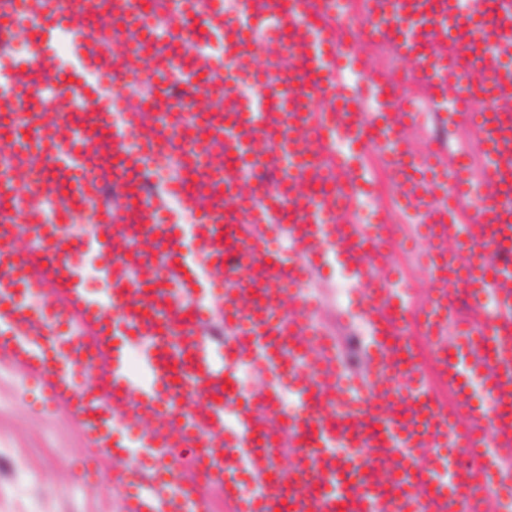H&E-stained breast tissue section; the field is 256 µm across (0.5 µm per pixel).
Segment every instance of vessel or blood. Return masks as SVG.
Listing matches in <instances>:
<instances>
[{
	"label": "vessel or blood",
	"mask_w": 512,
	"mask_h": 512,
	"mask_svg": "<svg viewBox=\"0 0 512 512\" xmlns=\"http://www.w3.org/2000/svg\"><path fill=\"white\" fill-rule=\"evenodd\" d=\"M98 2L0 0V24L67 27L107 80L128 59L88 37L83 16ZM173 2L179 25L143 46L155 60L151 131L135 114L112 127L93 114L76 135L40 107L31 74L58 73L57 100L87 96L42 39L0 85V112L18 119L0 200L17 190L18 160L38 157L61 211L91 220L75 239L38 213L0 210V352L44 380L48 403L71 405L94 447L123 460L124 512H211L199 482L175 472L178 441L194 444L196 469L234 512H512V264L496 260L512 250V0L491 11L482 0L467 11L460 0H367L358 33L333 43L335 0H237L230 19L224 0ZM140 3L112 0L114 38L139 29ZM269 23L273 40L256 48L251 25ZM204 38L223 40L222 64L188 53ZM364 38L386 42L404 76L427 86L430 112L468 118L482 183L463 152L434 165L405 149L417 115L403 104L366 112L344 89L342 70L360 69ZM259 50L283 62L281 77L240 98L238 72ZM173 84L195 112L215 117L211 142L172 126ZM174 144L189 162L179 189L194 224L161 223L139 180ZM372 145L429 243L431 300L420 313L379 273L393 225L348 220L369 182ZM259 169L276 172L274 192L254 184ZM112 179L120 210L102 208L95 191ZM456 197L469 201V223H457ZM268 231L287 235L288 254L266 250ZM76 245L100 255L103 293L82 288ZM329 257L358 284L372 339L368 377L356 386L302 295ZM202 266L224 284L220 344L200 332ZM131 342L144 346L143 384L126 361ZM241 363L262 374L259 389L243 392L233 372ZM285 389L295 410L281 402ZM130 402L151 423L134 449L114 435Z\"/></svg>",
	"instance_id": "obj_1"
}]
</instances>
